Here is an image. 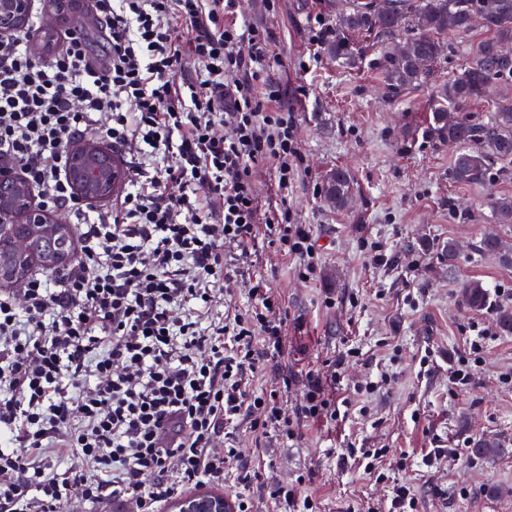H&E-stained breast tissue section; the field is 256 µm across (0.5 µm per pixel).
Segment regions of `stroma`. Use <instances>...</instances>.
<instances>
[{"instance_id":"obj_1","label":"stroma","mask_w":512,"mask_h":512,"mask_svg":"<svg viewBox=\"0 0 512 512\" xmlns=\"http://www.w3.org/2000/svg\"><path fill=\"white\" fill-rule=\"evenodd\" d=\"M353 0H240L239 21L267 37L261 66L288 90L303 163L288 192L296 223L309 225L317 269L302 279L265 230L250 244L249 268L225 279L214 309L254 302L263 276L281 305L284 353L254 364L250 389L277 390L285 415L303 401L311 376L324 379L335 419L302 423L297 437H256L249 420L231 429L242 460L258 462L250 483L227 468L220 488L248 496L256 512H273L269 494L294 486L314 512H395L397 487H407L416 512H512V333L497 320L512 305V264L481 253L479 241L497 235L512 249V224L494 219L490 199L512 196V167L491 170L479 184L453 182V151L425 142L421 131L439 83L470 62L482 37L474 30L416 86L386 97L373 53L350 69L326 52L336 38V15ZM325 38H317L318 27ZM354 177L349 210L322 199L323 177L334 167ZM459 246L455 264L442 249ZM381 245L384 263L373 260ZM483 283L487 305L472 310L462 286ZM479 351H472V344ZM472 373L455 383L456 370ZM480 438L500 453L472 455ZM385 449L376 471L364 451ZM454 458L435 464L437 449Z\"/></svg>"}]
</instances>
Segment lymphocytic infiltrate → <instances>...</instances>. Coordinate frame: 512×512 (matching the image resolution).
<instances>
[{
  "mask_svg": "<svg viewBox=\"0 0 512 512\" xmlns=\"http://www.w3.org/2000/svg\"><path fill=\"white\" fill-rule=\"evenodd\" d=\"M90 5L104 55L75 26L45 59L34 27L0 35V166L36 205L66 211L80 243L57 283L37 269L0 289V512L108 496L157 512L239 461L219 445L225 425L246 417L292 438L296 419L332 411L319 378L292 419L277 393L248 396L256 352L283 353L284 320L264 282L250 311L211 315L225 245L246 250L258 226L302 277L316 271L311 231L288 207L258 218L256 166L274 164L285 190L302 160L285 91L260 66L263 34L238 25L240 0ZM188 55L200 75L182 82ZM76 141L131 158L123 195L100 206L76 197ZM51 448L71 458L64 473H49Z\"/></svg>",
  "mask_w": 512,
  "mask_h": 512,
  "instance_id": "obj_1",
  "label": "lymphocytic infiltrate"
}]
</instances>
